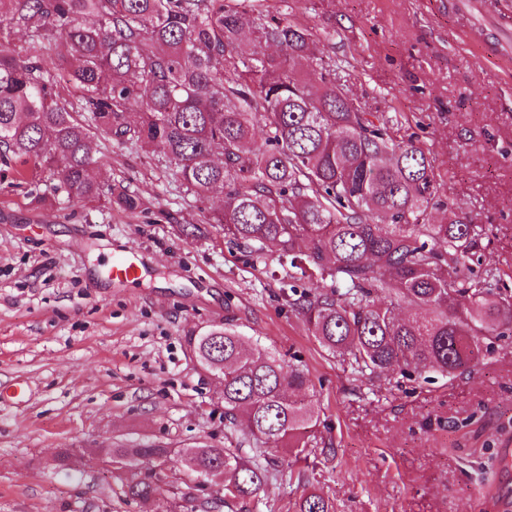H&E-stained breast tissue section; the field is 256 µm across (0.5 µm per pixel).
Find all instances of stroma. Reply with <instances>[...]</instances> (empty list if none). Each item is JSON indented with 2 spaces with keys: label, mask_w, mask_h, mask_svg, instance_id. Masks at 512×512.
I'll return each mask as SVG.
<instances>
[{
  "label": "stroma",
  "mask_w": 512,
  "mask_h": 512,
  "mask_svg": "<svg viewBox=\"0 0 512 512\" xmlns=\"http://www.w3.org/2000/svg\"><path fill=\"white\" fill-rule=\"evenodd\" d=\"M309 29L306 74L336 67L364 111L393 120L429 153L442 206L482 225L478 254L512 291V0H251ZM96 178L139 196L128 211L37 201L51 177L19 180L0 165V512H293L302 488L335 512H497L512 442V337L474 373L367 380L328 355L289 305L275 248L252 261L208 217L160 156L96 143ZM204 233L185 236L184 227ZM135 261L138 280L96 277L107 259ZM303 368L325 443L271 467L257 496L224 508V489H190L166 463V492L143 505L130 475L157 463H110L109 448H225L222 387L188 337L222 325Z\"/></svg>",
  "instance_id": "obj_1"
}]
</instances>
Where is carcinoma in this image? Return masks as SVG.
Wrapping results in <instances>:
<instances>
[{
  "label": "carcinoma",
  "instance_id": "1",
  "mask_svg": "<svg viewBox=\"0 0 512 512\" xmlns=\"http://www.w3.org/2000/svg\"><path fill=\"white\" fill-rule=\"evenodd\" d=\"M247 0H0V35L29 29L26 54L0 48V164L21 162L57 177L72 202L142 200L89 170L94 140L159 154L197 196H224L210 223L249 258L278 247L297 277L291 306L329 354L355 373L475 370L484 347L512 334V294L498 269L478 272L482 228L457 217L426 224L440 205L432 161L413 137L361 106L296 60L310 33L281 14L242 31ZM275 45L271 55L265 47ZM66 69L74 95L57 92ZM141 107L136 124L131 106ZM416 310L399 316L400 303ZM200 365L224 386V419L237 443L215 448H113L115 459L177 457L224 486V503L254 497L268 478L266 453L307 456L319 409L300 395L306 374L269 349L246 346L230 326L187 338ZM254 449L250 457L240 448ZM127 495L143 504L164 491L148 475ZM296 512H333L301 491Z\"/></svg>",
  "mask_w": 512,
  "mask_h": 512
}]
</instances>
